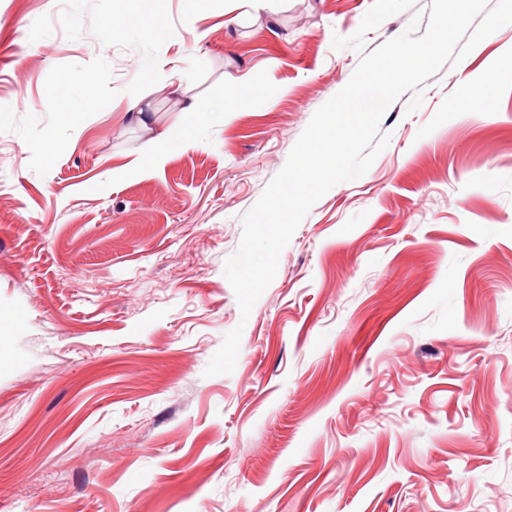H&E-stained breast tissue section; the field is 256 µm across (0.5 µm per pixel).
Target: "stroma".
Returning <instances> with one entry per match:
<instances>
[{"label": "stroma", "instance_id": "stroma-1", "mask_svg": "<svg viewBox=\"0 0 512 512\" xmlns=\"http://www.w3.org/2000/svg\"><path fill=\"white\" fill-rule=\"evenodd\" d=\"M372 3L0 0V512H512V25L224 275ZM178 138L170 134H160L150 140L145 149L144 154L131 162L133 168L142 169L143 161L146 159L151 168H157L164 164L169 147L176 142Z\"/></svg>", "mask_w": 512, "mask_h": 512}]
</instances>
